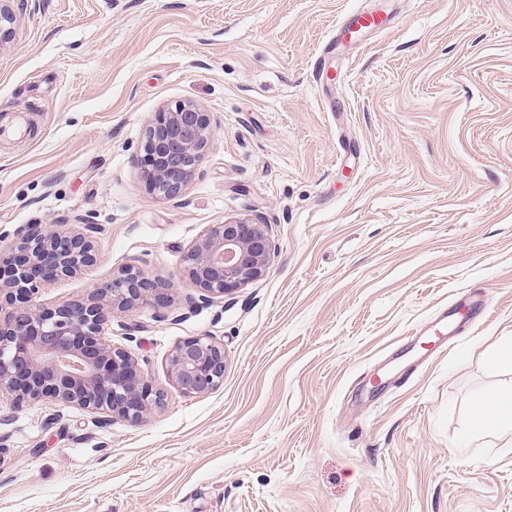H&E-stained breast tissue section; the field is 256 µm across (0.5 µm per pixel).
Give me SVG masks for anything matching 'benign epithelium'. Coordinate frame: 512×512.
Returning <instances> with one entry per match:
<instances>
[{
	"mask_svg": "<svg viewBox=\"0 0 512 512\" xmlns=\"http://www.w3.org/2000/svg\"><path fill=\"white\" fill-rule=\"evenodd\" d=\"M11 0H0V49L14 38ZM214 136L210 116L192 100L155 113L145 133L140 179L156 196L180 197ZM98 225L28 224L13 256L0 268V390L21 401L52 398L92 411L138 422L160 407L162 389L142 376L132 357L103 339L112 313L139 306H169L170 286L134 266L95 287V300L72 302L53 310L37 304L39 289L73 277L95 261L93 234ZM274 250L262 216L232 217L211 225L188 248L190 283L220 298L265 276ZM224 348L208 336L179 344L170 357L168 377L185 396L218 388L224 381Z\"/></svg>",
	"mask_w": 512,
	"mask_h": 512,
	"instance_id": "benign-epithelium-1",
	"label": "benign epithelium"
}]
</instances>
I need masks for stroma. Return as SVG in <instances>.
<instances>
[{
  "label": "stroma",
  "instance_id": "stroma-1",
  "mask_svg": "<svg viewBox=\"0 0 512 512\" xmlns=\"http://www.w3.org/2000/svg\"><path fill=\"white\" fill-rule=\"evenodd\" d=\"M0 49V257L25 225H98L96 262L38 300L91 299L132 265L169 307L106 338L164 392L138 422L0 392V512H512V447L457 448L512 351V0H13ZM395 28L322 45L356 11ZM192 100L215 133L180 198L140 181L146 128ZM262 214L265 277L203 300L184 255ZM483 313L422 356L457 297ZM224 382L168 378L185 340ZM224 348L209 336L179 344L170 357L168 377L185 396L194 397L218 388L224 381Z\"/></svg>",
  "mask_w": 512,
  "mask_h": 512
}]
</instances>
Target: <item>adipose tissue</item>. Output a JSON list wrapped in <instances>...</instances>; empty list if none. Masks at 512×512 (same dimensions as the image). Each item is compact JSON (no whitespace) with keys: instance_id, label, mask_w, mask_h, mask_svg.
<instances>
[{"instance_id":"1","label":"adipose tissue","mask_w":512,"mask_h":512,"mask_svg":"<svg viewBox=\"0 0 512 512\" xmlns=\"http://www.w3.org/2000/svg\"><path fill=\"white\" fill-rule=\"evenodd\" d=\"M508 439L512 440V389L482 394L474 404L473 419L462 439L463 446Z\"/></svg>"}]
</instances>
